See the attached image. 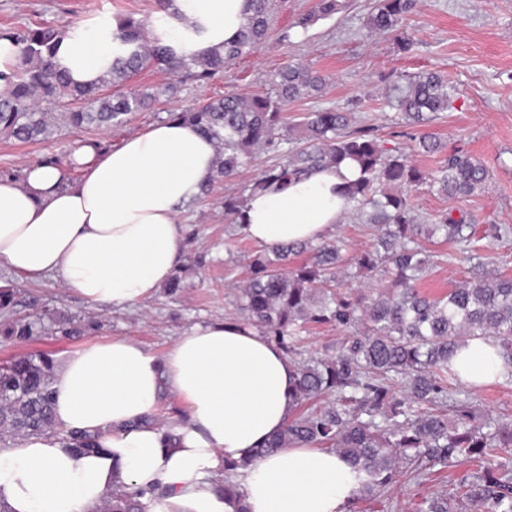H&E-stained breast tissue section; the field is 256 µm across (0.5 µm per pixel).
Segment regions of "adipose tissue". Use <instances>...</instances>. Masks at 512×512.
Returning <instances> with one entry per match:
<instances>
[{"label": "adipose tissue", "instance_id": "ef3b65f1", "mask_svg": "<svg viewBox=\"0 0 512 512\" xmlns=\"http://www.w3.org/2000/svg\"><path fill=\"white\" fill-rule=\"evenodd\" d=\"M251 14L250 0H170L147 23L177 56L223 50ZM109 19L66 33L56 62L77 84L112 66ZM216 147L194 126L166 120L102 151L80 145L73 164L38 161L22 178L0 176V262L37 279L50 274L95 304L152 297L184 258L183 207L214 173ZM355 163L317 170L275 192L249 196L243 233L261 245L319 242L344 223ZM458 369L464 382L498 378L493 346L475 340ZM294 367L275 343L239 322L196 326L158 358L116 338L75 353L55 374L54 411L66 429L95 430L103 449L84 453L53 437L0 450V501L10 512H94L122 482L158 491L148 512H232L224 463L251 458L235 479L251 512H348L358 472L336 453L287 448L252 459L292 417ZM185 404L180 448L164 431L131 429L154 409L158 381Z\"/></svg>", "mask_w": 512, "mask_h": 512}]
</instances>
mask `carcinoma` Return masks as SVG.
<instances>
[{"mask_svg":"<svg viewBox=\"0 0 512 512\" xmlns=\"http://www.w3.org/2000/svg\"><path fill=\"white\" fill-rule=\"evenodd\" d=\"M252 14L224 52L176 56L150 40L143 20L129 14L115 18L117 41L112 68L98 82L75 84L55 58L67 26L17 27L4 34L19 49L18 62L0 71V135L32 142L50 133L56 122L81 131L117 127L135 112L151 108L161 96L172 97L178 86L123 93L139 71L157 66L198 82L214 80L233 61L253 52L270 30L272 0H251ZM415 0H375L369 27L393 36L396 47L410 52L414 42L401 32ZM326 78L306 66L278 69L265 92L250 96L228 93L180 112L171 120L196 126L216 145L215 172L201 190L232 180L260 152L275 151L283 161L234 194L224 197V214L237 223L246 197L257 191L278 190L312 172L355 162L359 178L350 184V214L376 227L371 246L348 256L342 240L313 246L285 242L262 248L249 258L248 276L239 290L243 322L268 336L284 354L310 325L354 328L323 357L293 362L295 406L320 399L329 403L293 417L278 433L255 449L250 459L291 446L331 450L363 472L359 498L386 509L396 505L389 492L401 479L422 482L434 471H446L460 461L476 463L454 492L438 491L416 505L414 512H512V420L497 421L479 414L472 390L462 386L454 365L472 340L493 343L512 380V277L480 271L433 297L419 283L433 263L423 241L440 237L456 245L471 243L475 225L467 216L444 213L431 224L418 223L408 187L432 180L438 192L466 197L485 183L488 172L472 158L453 153L428 177L410 164L405 154L388 150L374 137L348 130L351 115L326 108L301 113L288 122V105L321 91ZM414 123H428L453 107L448 77L437 71L419 72L385 96ZM309 250L312 257L298 265L294 257ZM354 269L352 277L370 278L379 268L391 275L389 286L371 298H352L342 291L339 272ZM19 302L12 288H0V335L19 342L45 333V322L64 336L85 335L89 326L46 313L33 320H10ZM55 360L48 354L27 355L0 369V443L21 438L52 436L86 452L100 449L99 434L65 430L53 410ZM165 380L159 382V405L135 426L167 427L168 448L180 447L175 429L181 409L167 400ZM453 401L455 414L441 407ZM248 461L224 465V498L234 512H249L243 493L232 482L234 472ZM145 491L124 484L95 512H146Z\"/></svg>","mask_w":512,"mask_h":512,"instance_id":"cac0c4a2","label":"carcinoma"}]
</instances>
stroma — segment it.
Instances as JSON below:
<instances>
[{
    "instance_id": "obj_1",
    "label": "stroma",
    "mask_w": 512,
    "mask_h": 512,
    "mask_svg": "<svg viewBox=\"0 0 512 512\" xmlns=\"http://www.w3.org/2000/svg\"><path fill=\"white\" fill-rule=\"evenodd\" d=\"M316 2L275 0L266 41L215 82L199 84L174 79L169 72L153 67L144 70L130 80V87L155 88L174 82L179 91L171 98L160 97L150 110L132 114L122 126L108 130L92 127L75 133L60 125L47 139L27 144L0 136V174H19L25 164L45 156L70 160L81 141L96 142L104 150L120 147L129 137L167 120L170 111L228 91L242 96L265 91L274 70L299 63L320 71L328 82L321 95L292 104L289 118L324 108L343 110L352 115V129L367 131L385 146L400 149L423 171L434 170L452 149L488 168L487 182L468 197H446L425 184L411 188L420 223L433 222L442 211L460 209L478 230L472 252H463L448 242L433 245L434 262L421 282L424 292H448L468 278L476 259L512 275V232L503 237L485 233L490 224L512 229V0H416L412 13L403 21L405 35L414 42L409 53L396 51L391 36L369 30L367 18L373 0H339L332 18L313 21L306 34L293 35L295 22L312 13ZM156 10V0H0V31L125 14L146 19ZM425 70L447 74L455 89L452 109L428 126L443 144L441 150L430 154L413 138L417 126L406 125L400 112L382 101L389 81L401 82ZM277 161L276 154L259 155L238 178L217 184L206 200L184 208L180 221L194 233L185 251L206 256L207 263L191 275L190 288L177 295L160 290L123 308L96 305L54 277L29 280L0 262V287L11 283L37 299L35 305L18 307V316L56 311L76 321L100 325L95 334L73 339L50 328L33 341L0 340V362L47 353L60 364L88 346L120 337L132 339L160 357L195 326L238 317L237 290L245 279L247 258L258 246L229 224L224 216V197ZM470 469V464L463 463L433 473L420 483L400 481L392 488L391 498L397 501L398 512H411L421 498L453 489Z\"/></svg>"
}]
</instances>
